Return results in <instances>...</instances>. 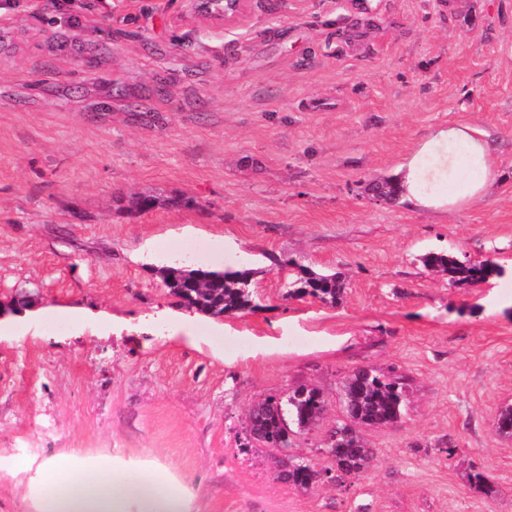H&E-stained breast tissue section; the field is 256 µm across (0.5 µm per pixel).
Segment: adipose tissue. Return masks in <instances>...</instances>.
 Instances as JSON below:
<instances>
[{
	"instance_id": "adipose-tissue-1",
	"label": "adipose tissue",
	"mask_w": 512,
	"mask_h": 512,
	"mask_svg": "<svg viewBox=\"0 0 512 512\" xmlns=\"http://www.w3.org/2000/svg\"><path fill=\"white\" fill-rule=\"evenodd\" d=\"M497 177L490 141L462 123L426 135L400 166L397 188L410 207L444 213L482 199ZM41 470L39 512H182L181 497L161 472L148 476L79 451L50 456Z\"/></svg>"
}]
</instances>
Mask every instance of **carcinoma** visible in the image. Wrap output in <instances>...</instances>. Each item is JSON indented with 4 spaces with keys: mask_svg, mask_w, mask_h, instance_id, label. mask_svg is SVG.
I'll return each instance as SVG.
<instances>
[{
    "mask_svg": "<svg viewBox=\"0 0 512 512\" xmlns=\"http://www.w3.org/2000/svg\"><path fill=\"white\" fill-rule=\"evenodd\" d=\"M422 262L424 267L447 275L457 284L484 283L503 275L501 266L489 259L466 266L450 253H428L422 257ZM158 273L163 286L181 303L197 312L214 317L220 314L235 316L259 308L254 287L256 272L244 266L220 272L162 267ZM307 296L336 306L344 296V282L336 273L326 275L301 268L289 281L285 298ZM343 388L344 413L348 422L336 424L329 432L325 458L331 466L322 470L308 458H295L296 467L288 471L284 480L298 488L306 490L322 481L325 472H336L339 480L344 474L357 476L369 469L376 451L367 444L357 427L390 426L399 422L403 415L406 385L400 377L380 373L369 366H359L345 378ZM324 411L325 401L320 391L301 385L284 399L268 396L255 404L247 417L246 432L258 438L288 437L297 430L316 426ZM496 430L501 435L512 436V406L498 412Z\"/></svg>",
    "mask_w": 512,
    "mask_h": 512,
    "instance_id": "cac0c4a2",
    "label": "carcinoma"
}]
</instances>
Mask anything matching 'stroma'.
Returning <instances> with one entry per match:
<instances>
[{
	"label": "stroma",
	"instance_id": "35a3bbf8",
	"mask_svg": "<svg viewBox=\"0 0 512 512\" xmlns=\"http://www.w3.org/2000/svg\"><path fill=\"white\" fill-rule=\"evenodd\" d=\"M29 3L0 0V512H36L43 459L72 448L165 472L185 512H512V277L419 260L512 268V0H247L226 26L181 0ZM458 122L496 148L484 198L374 196ZM181 263L257 268L261 309L189 312L157 274ZM301 267L341 273L342 303L284 298ZM363 365L408 390L350 486L241 449L254 404L311 385L326 411L289 453L327 467ZM424 267L433 269L448 276L457 284H478L490 278L501 277L503 270L495 262L485 259L465 266L460 259L448 253H428L422 257Z\"/></svg>",
	"mask_w": 512,
	"mask_h": 512
}]
</instances>
